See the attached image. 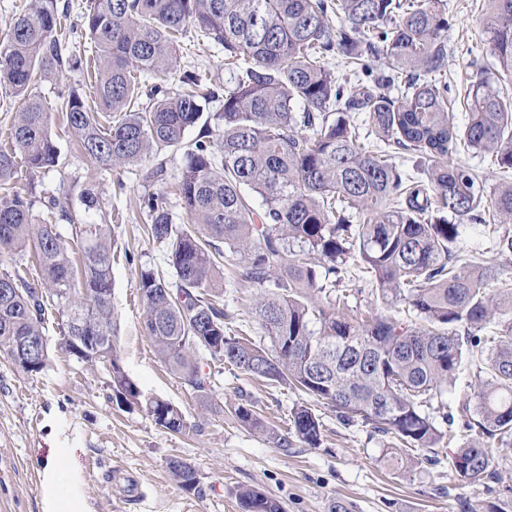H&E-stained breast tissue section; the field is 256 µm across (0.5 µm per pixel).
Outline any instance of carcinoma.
<instances>
[{
	"mask_svg": "<svg viewBox=\"0 0 512 512\" xmlns=\"http://www.w3.org/2000/svg\"><path fill=\"white\" fill-rule=\"evenodd\" d=\"M487 2L496 66L480 65L470 76L462 126L450 115L455 97L443 80L445 0L87 2L83 26L99 74L95 107L74 88L57 96L81 152L100 169L138 166L142 181L163 184L161 154L185 149L187 130L200 127L179 176L189 221L173 223L158 197L147 199V232L166 247L172 276L143 269L139 277L147 334L193 392L210 390L202 362L221 360L327 404L345 425L361 421L409 451L408 464L436 465L439 450L455 439L443 396L467 367L479 409L462 427L471 438L448 453V465L462 481L492 476L485 440L512 437V270L457 262L471 226L491 230L494 251L512 255V231L499 233L512 222V180L489 196L470 167L452 160L465 149L512 170V96L498 78L512 72V0ZM69 8L36 0L0 39V84L24 99L12 145L0 149V187L21 162L34 175L58 163L53 106L32 81L88 64L58 35ZM190 26L221 46L232 67L223 111L212 116L204 110L215 92L187 70L176 92L164 84L139 92L140 76L177 69L176 35ZM355 111L368 114L364 133ZM399 151L415 159L414 171L396 162ZM79 197L89 219L55 214L51 202L54 223L47 224L34 215L30 195L0 196V257L30 254L40 274L35 282L18 271L0 273V352L22 339L41 372L49 311L63 321L64 292L80 296V327L60 331L57 349L72 353V336L108 337L87 360L112 364L116 402L140 404L155 424L180 433L181 410L142 396L118 365L111 225L92 219L101 211L94 186ZM71 241L81 249L80 267ZM227 252L243 258L241 279L257 290L253 313L267 345L229 323L221 268ZM354 274L405 317L343 312L348 295L336 288ZM233 411L240 426L264 433L275 448L288 450L294 438L321 444V421L306 406L292 409L283 433L267 429L247 398ZM169 469L183 489H198L193 467L173 459ZM235 496L242 512H283L259 489L238 487Z\"/></svg>",
	"mask_w": 512,
	"mask_h": 512,
	"instance_id": "cac0c4a2",
	"label": "carcinoma"
}]
</instances>
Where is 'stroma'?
<instances>
[{"label":"stroma","instance_id":"obj_1","mask_svg":"<svg viewBox=\"0 0 512 512\" xmlns=\"http://www.w3.org/2000/svg\"><path fill=\"white\" fill-rule=\"evenodd\" d=\"M447 80L456 90L467 85L473 62L492 59L485 27V0H447ZM177 44L182 63L204 84L228 79L221 47L188 28ZM58 164L31 175L19 170L13 187L23 194L52 196L60 209L81 212L83 185H95L100 216L111 224L112 306L119 360L143 395L180 408L186 428L174 433L155 424L144 407H118L109 398L110 377L102 365H86L51 352L47 368L27 374L0 354V512H44L42 480L46 465L75 472L90 512H241L234 491L253 486L278 499L285 512H329L343 500L349 512H489L498 504L512 512V440H490L493 478L460 482L447 463L395 469L382 457L383 442L362 423L341 425L327 405L288 385L253 379L240 370L211 362L212 384L201 400L160 361L144 327L146 304L139 290L141 269L171 275L166 249L149 238L150 217L143 201L160 195L175 223L185 220L178 189L183 154L168 156L167 180L142 181L136 168L98 169L80 153L65 129L62 113L51 117ZM238 262L224 261V309L233 329L255 341L265 333L252 305L255 291L238 283ZM254 401L267 426L286 430L290 412L305 405L323 424L320 447L294 443L281 450L239 426L231 409L240 395ZM69 449L56 459L57 449ZM195 468L198 491L182 489L168 462Z\"/></svg>","mask_w":512,"mask_h":512}]
</instances>
